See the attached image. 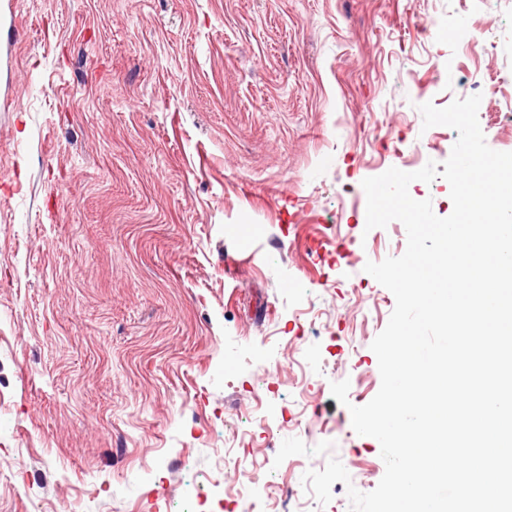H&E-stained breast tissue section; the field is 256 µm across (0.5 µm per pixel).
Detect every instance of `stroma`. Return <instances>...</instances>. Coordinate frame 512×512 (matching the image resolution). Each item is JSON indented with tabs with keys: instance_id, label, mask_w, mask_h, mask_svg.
I'll list each match as a JSON object with an SVG mask.
<instances>
[{
	"instance_id": "obj_1",
	"label": "stroma",
	"mask_w": 512,
	"mask_h": 512,
	"mask_svg": "<svg viewBox=\"0 0 512 512\" xmlns=\"http://www.w3.org/2000/svg\"><path fill=\"white\" fill-rule=\"evenodd\" d=\"M9 2L0 512H350L395 307L364 267L407 247L362 181L446 161L418 106L462 90L512 151V0Z\"/></svg>"
}]
</instances>
